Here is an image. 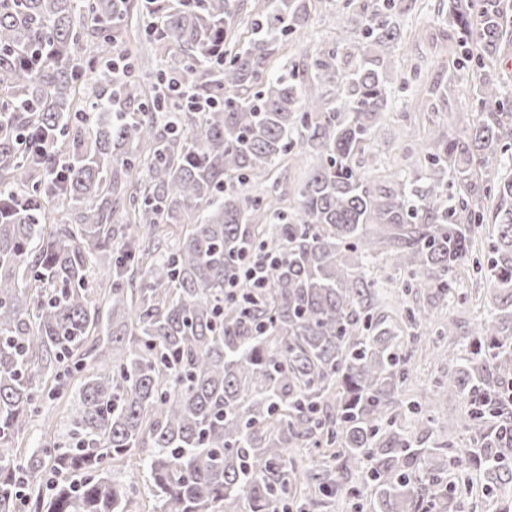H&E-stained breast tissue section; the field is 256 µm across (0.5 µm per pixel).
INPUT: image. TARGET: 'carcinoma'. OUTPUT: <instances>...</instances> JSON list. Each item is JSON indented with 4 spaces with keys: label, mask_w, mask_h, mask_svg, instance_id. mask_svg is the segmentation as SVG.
<instances>
[{
    "label": "carcinoma",
    "mask_w": 512,
    "mask_h": 512,
    "mask_svg": "<svg viewBox=\"0 0 512 512\" xmlns=\"http://www.w3.org/2000/svg\"><path fill=\"white\" fill-rule=\"evenodd\" d=\"M393 2L320 49L310 83L269 63L311 0H262L244 44V0H0V512H136L121 473L133 457L154 512H324L354 471L370 476L372 512H453L443 475L462 481L477 460L489 494L512 489V457L497 454L512 425V178L494 194L475 183L512 152V102L480 80V117L427 152L425 190L358 171L394 80ZM448 19L479 68L512 50V0H448ZM133 21L160 58L136 79L105 58ZM88 76L112 88L90 109L77 102ZM174 78L210 106L193 111ZM297 144L320 163L288 212L270 173ZM488 205L498 315L445 390L470 402L483 456L415 448L395 427L406 351ZM167 224L186 230L169 239ZM381 253L426 295L392 320L359 270ZM253 254L277 258L264 288L244 276ZM73 371L64 431L20 448L55 396L48 380ZM296 448L323 449L321 464Z\"/></svg>",
    "instance_id": "cac0c4a2"
}]
</instances>
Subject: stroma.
I'll return each instance as SVG.
<instances>
[{
	"instance_id": "35a3bbf8",
	"label": "stroma",
	"mask_w": 512,
	"mask_h": 512,
	"mask_svg": "<svg viewBox=\"0 0 512 512\" xmlns=\"http://www.w3.org/2000/svg\"><path fill=\"white\" fill-rule=\"evenodd\" d=\"M378 6V0H314L308 28L281 43L274 65L306 67L314 51L338 40L335 15L344 13L355 18L372 13ZM392 15L400 35L387 58V68L400 83L391 93L371 142L355 157L354 164L382 182L402 175L424 187L428 184L425 152L439 129L455 134L475 121L477 82L472 65L452 63L456 44L448 23V0H396ZM317 163L315 155L297 148L275 167L272 179L283 195V206L295 208L298 190ZM494 234L491 218H484L467 261L455 272L456 291L436 311L427 329V340L408 349L410 388L406 399L419 403L434 422L428 430L417 427L406 408L397 426L425 448L446 444L475 449L481 445L479 434L457 422L468 411V402L452 400L443 406L438 394L441 384L448 380L449 370L455 369L458 359L468 357L482 324L494 315L484 296L490 288L488 269ZM365 272L381 286L379 313L396 316L404 307L415 304V290L406 289L405 277L387 256H379ZM450 322L455 325L454 335L432 343V336Z\"/></svg>"
}]
</instances>
